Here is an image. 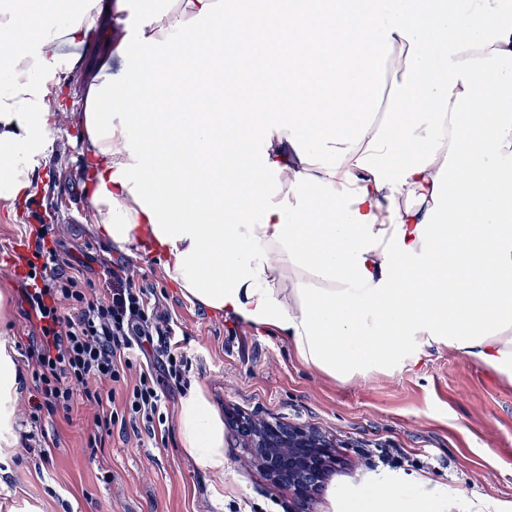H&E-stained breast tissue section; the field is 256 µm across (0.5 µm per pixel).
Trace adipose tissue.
<instances>
[{"label":"adipose tissue","instance_id":"adipose-tissue-1","mask_svg":"<svg viewBox=\"0 0 512 512\" xmlns=\"http://www.w3.org/2000/svg\"><path fill=\"white\" fill-rule=\"evenodd\" d=\"M98 22L112 38L91 55ZM33 26L43 37L18 42ZM0 42L13 199L31 196L53 87L81 69L85 195L107 244L150 247L183 296L329 377L445 345L512 382V0H45L0 14ZM17 379L1 348L0 433ZM177 423L224 477L202 389ZM442 494L383 476L346 509L437 512Z\"/></svg>","mask_w":512,"mask_h":512}]
</instances>
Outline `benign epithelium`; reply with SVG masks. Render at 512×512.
I'll list each match as a JSON object with an SVG mask.
<instances>
[{"label": "benign epithelium", "mask_w": 512, "mask_h": 512, "mask_svg": "<svg viewBox=\"0 0 512 512\" xmlns=\"http://www.w3.org/2000/svg\"><path fill=\"white\" fill-rule=\"evenodd\" d=\"M229 428L240 447L252 449L269 481L287 487L298 501H313L322 488L307 481L310 473L323 478L337 463L333 441L304 424L236 415Z\"/></svg>", "instance_id": "obj_1"}]
</instances>
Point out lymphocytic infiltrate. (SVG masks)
Segmentation results:
<instances>
[{
	"instance_id": "lymphocytic-infiltrate-1",
	"label": "lymphocytic infiltrate",
	"mask_w": 512,
	"mask_h": 512,
	"mask_svg": "<svg viewBox=\"0 0 512 512\" xmlns=\"http://www.w3.org/2000/svg\"><path fill=\"white\" fill-rule=\"evenodd\" d=\"M25 237L17 305L31 329L15 348L36 393L30 418L93 406L95 428L86 442L91 451L104 447L125 419L142 421L154 432L165 399L156 374L179 381L187 366L173 325L156 317L148 290L137 287L126 268L105 266L110 287L100 296L83 272L65 269L52 225H29ZM140 354L157 356L158 367L143 369L121 408H114L109 386L124 380Z\"/></svg>"
}]
</instances>
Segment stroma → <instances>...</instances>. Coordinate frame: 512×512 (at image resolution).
I'll return each instance as SVG.
<instances>
[{"mask_svg": "<svg viewBox=\"0 0 512 512\" xmlns=\"http://www.w3.org/2000/svg\"><path fill=\"white\" fill-rule=\"evenodd\" d=\"M34 162L36 186L27 203L0 194V290L18 292L21 226L29 215L54 225L62 258L101 282L103 263L130 269L149 288L160 317L169 319L189 361L188 386L200 387L217 412L240 409L269 420L317 427L336 444L341 468L311 506L269 483L246 449L225 442L229 475L202 471L182 447L170 391L162 432L142 422L115 428L96 457L84 447L91 407L29 417L31 387L20 389L14 424L0 442V512H343L347 498L366 490L374 474L398 476L403 489L426 480L442 485L440 512H512V384L445 347L426 348L389 374L340 381L302 364L285 339L210 313L181 296L152 256L131 257L103 242L82 190L85 155L79 107L67 94ZM50 459H43L45 441ZM401 464L383 466L381 449Z\"/></svg>", "mask_w": 512, "mask_h": 512, "instance_id": "stroma-1", "label": "stroma"}]
</instances>
